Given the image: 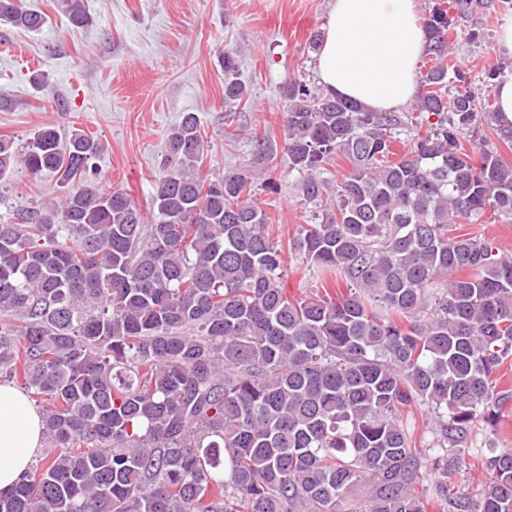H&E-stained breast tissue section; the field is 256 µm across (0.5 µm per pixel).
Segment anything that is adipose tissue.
Wrapping results in <instances>:
<instances>
[{
  "instance_id": "1",
  "label": "adipose tissue",
  "mask_w": 512,
  "mask_h": 512,
  "mask_svg": "<svg viewBox=\"0 0 512 512\" xmlns=\"http://www.w3.org/2000/svg\"><path fill=\"white\" fill-rule=\"evenodd\" d=\"M426 36L416 0H333L317 55L325 92L379 112L414 104ZM43 422L28 397L0 383V492L28 471Z\"/></svg>"
}]
</instances>
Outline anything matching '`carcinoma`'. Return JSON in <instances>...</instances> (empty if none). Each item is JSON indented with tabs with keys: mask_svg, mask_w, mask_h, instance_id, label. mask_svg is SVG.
<instances>
[{
	"mask_svg": "<svg viewBox=\"0 0 512 512\" xmlns=\"http://www.w3.org/2000/svg\"><path fill=\"white\" fill-rule=\"evenodd\" d=\"M512 0H444L424 19L430 66L411 129L396 112L288 80L284 150L321 221L288 244L348 292L291 298L285 250L252 183L200 173L205 141L185 113L170 130L145 215L101 185L99 139L56 128L0 137V178L19 167L61 192L0 222V374L36 395L53 454L0 512H512V448L480 454V500L448 483L477 430L512 403L493 376L512 358V256L453 233L512 215V165L463 135L486 122L451 64L454 16ZM74 26L85 0H55ZM0 22L39 31L48 15L0 0ZM224 102L248 98L224 51ZM436 120H431V117ZM404 152L393 155L392 142ZM351 169L334 195L321 170ZM467 270L464 278L448 274ZM435 414L427 461L404 411Z\"/></svg>",
	"mask_w": 512,
	"mask_h": 512,
	"instance_id": "cac0c4a2",
	"label": "carcinoma"
}]
</instances>
